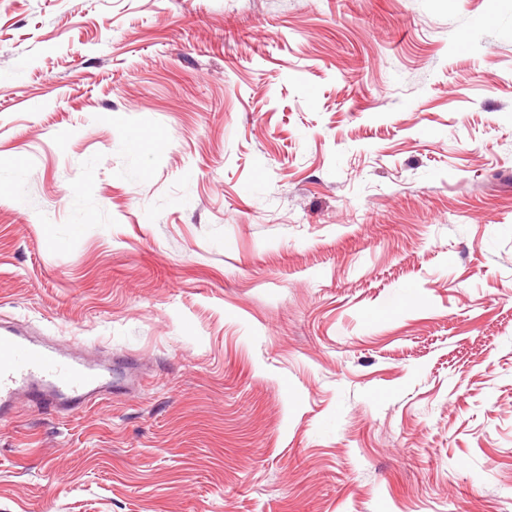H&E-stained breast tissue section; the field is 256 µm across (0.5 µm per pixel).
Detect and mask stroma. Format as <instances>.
<instances>
[{
    "label": "stroma",
    "mask_w": 512,
    "mask_h": 512,
    "mask_svg": "<svg viewBox=\"0 0 512 512\" xmlns=\"http://www.w3.org/2000/svg\"><path fill=\"white\" fill-rule=\"evenodd\" d=\"M16 167L0 512H512V0H0ZM84 347L53 349L15 328L0 325V416L28 397L59 411L78 409L112 390V363L92 361Z\"/></svg>",
    "instance_id": "obj_1"
}]
</instances>
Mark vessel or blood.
<instances>
[{"mask_svg": "<svg viewBox=\"0 0 512 512\" xmlns=\"http://www.w3.org/2000/svg\"><path fill=\"white\" fill-rule=\"evenodd\" d=\"M112 388V367L92 361L86 348L55 349L0 325V416L20 398L52 410L76 409Z\"/></svg>", "mask_w": 512, "mask_h": 512, "instance_id": "obj_1", "label": "vessel or blood"}]
</instances>
